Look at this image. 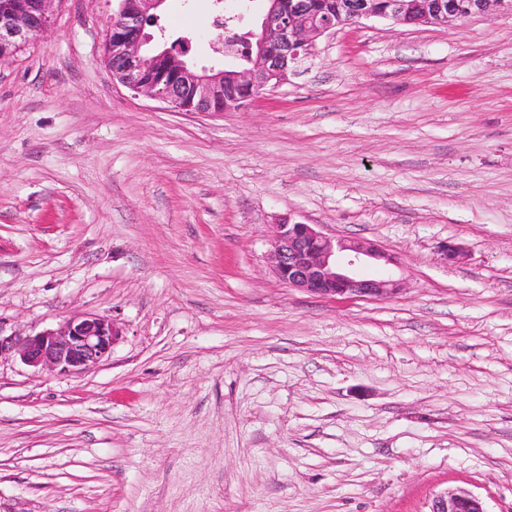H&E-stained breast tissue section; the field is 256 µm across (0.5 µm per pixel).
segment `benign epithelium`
Returning <instances> with one entry per match:
<instances>
[{
    "instance_id": "7a95c632",
    "label": "benign epithelium",
    "mask_w": 512,
    "mask_h": 512,
    "mask_svg": "<svg viewBox=\"0 0 512 512\" xmlns=\"http://www.w3.org/2000/svg\"><path fill=\"white\" fill-rule=\"evenodd\" d=\"M54 0H0V60L14 55L46 28ZM164 0H120L106 33V62L113 79L132 91L185 112L222 114L248 107L264 88L283 81L309 58L317 38L362 19L397 25L427 26L465 21L491 11L512 14V0H339L322 10L315 0H268L256 39L258 63L252 69H188L183 57L188 40L158 54L145 49V28ZM392 259L375 245L356 240L333 241L311 224L283 219L273 225L271 262L290 288L327 298L384 299L402 283L390 277L363 278L356 266L364 259ZM120 336L104 316L76 314L55 329L35 335L0 337V358L17 355L29 366L80 374L106 361ZM430 512H486L466 489L434 498Z\"/></svg>"
}]
</instances>
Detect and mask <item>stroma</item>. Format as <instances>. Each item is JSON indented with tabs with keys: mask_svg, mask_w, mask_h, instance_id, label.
<instances>
[{
	"mask_svg": "<svg viewBox=\"0 0 512 512\" xmlns=\"http://www.w3.org/2000/svg\"><path fill=\"white\" fill-rule=\"evenodd\" d=\"M261 0H165L220 68ZM116 0L0 62V335L112 319L77 375L0 359V512H512V15L316 40L243 112L113 80ZM396 256L386 300L291 288L279 218ZM454 243L465 257L447 262ZM430 512H487L482 501L466 489L444 493L434 498Z\"/></svg>",
	"mask_w": 512,
	"mask_h": 512,
	"instance_id": "obj_1",
	"label": "stroma"
}]
</instances>
